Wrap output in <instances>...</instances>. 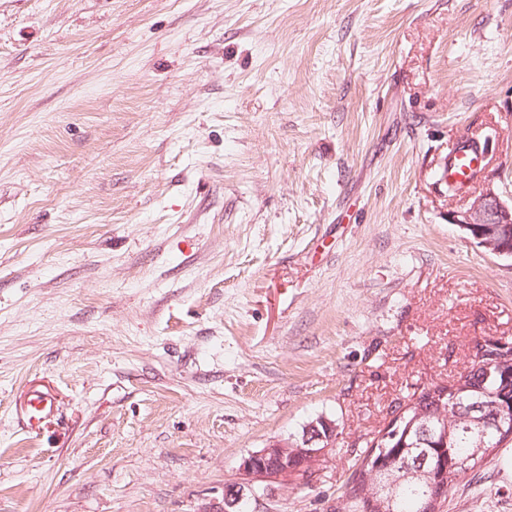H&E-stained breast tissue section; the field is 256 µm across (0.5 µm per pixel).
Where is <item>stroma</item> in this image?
Segmentation results:
<instances>
[{"label": "stroma", "instance_id": "35a3bbf8", "mask_svg": "<svg viewBox=\"0 0 512 512\" xmlns=\"http://www.w3.org/2000/svg\"><path fill=\"white\" fill-rule=\"evenodd\" d=\"M487 138L449 194V148ZM512 0H0V512H329L348 448L512 338ZM52 413L28 427L31 394ZM443 512H512V445ZM455 224L470 234L475 225H485L479 236H474L479 247L499 256H512V247L500 242L502 227L507 224L512 229V208L505 206L492 185L476 197L470 207L455 217ZM511 229L502 232L503 242L511 241ZM323 422L327 434L319 431L318 422ZM336 438V425L330 420L319 419L308 425L300 440L275 441L272 444L251 452L244 457L240 470L245 482H236L224 488V506L218 512H237L239 503L254 494V484L259 483L263 490L275 492L276 485H286L288 481L302 477L310 480L320 466L328 463L329 452Z\"/></svg>", "mask_w": 512, "mask_h": 512}]
</instances>
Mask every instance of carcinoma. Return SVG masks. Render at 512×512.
<instances>
[{"instance_id":"1","label":"carcinoma","mask_w":512,"mask_h":512,"mask_svg":"<svg viewBox=\"0 0 512 512\" xmlns=\"http://www.w3.org/2000/svg\"><path fill=\"white\" fill-rule=\"evenodd\" d=\"M466 381L471 390L462 393L457 401L445 403L443 420L431 401V392L443 390L440 382H430L418 396L413 392L407 395V400L414 399L416 403L406 415L413 417L416 412H421L428 429L413 431L405 446H400L401 439L398 438L385 443L384 449L380 450L373 447L374 439L370 438L353 450L351 473L343 493V497L350 499L346 512H363L365 496L369 493L384 500L388 512H420L427 492L426 483L405 480L395 486L386 485L380 475H370L372 465L382 457L395 456L426 470L439 467L444 458L448 461L446 475L451 490L460 478L507 444L506 438L498 434V426L486 424L477 429L461 419V411L479 399L512 402V383H505L504 372L493 369L488 373L482 366L472 369Z\"/></svg>"}]
</instances>
